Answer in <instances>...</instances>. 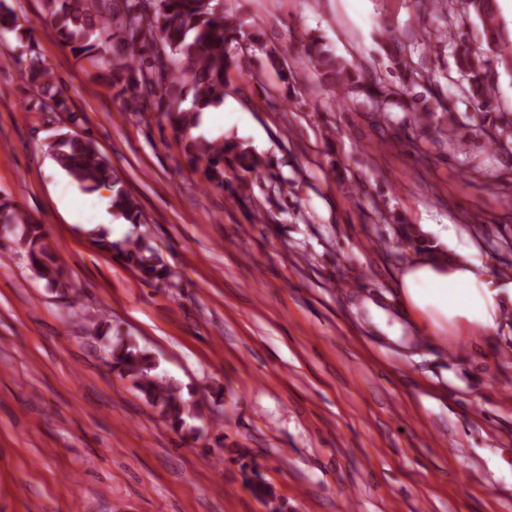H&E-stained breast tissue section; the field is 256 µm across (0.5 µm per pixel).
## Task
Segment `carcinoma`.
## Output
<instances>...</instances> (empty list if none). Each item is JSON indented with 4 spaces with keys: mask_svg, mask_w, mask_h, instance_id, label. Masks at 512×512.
<instances>
[{
    "mask_svg": "<svg viewBox=\"0 0 512 512\" xmlns=\"http://www.w3.org/2000/svg\"><path fill=\"white\" fill-rule=\"evenodd\" d=\"M44 6V23L61 45L102 69L111 86H120L118 96L127 111L168 117L173 128L189 134L186 162L204 182L226 189L234 197L245 193L247 182L241 178L239 185H233L225 179V170L256 172L263 167L261 156L243 142L199 140L190 132L197 128L201 113L224 104L228 73L241 68V53L247 50V44L259 41L256 32L247 31L246 22L226 9L217 12V0H151L149 5L144 0H44ZM467 8L482 25L486 49L459 52L454 58L481 118L496 111L492 65L509 68L512 40L502 37L496 0H467ZM33 30V26L19 20L5 0H0V35L12 33L18 40L27 41L23 73L37 90L41 108L51 113L49 122L65 119L75 126L80 117L69 110L66 98L54 86L52 69L37 50ZM457 37L450 26L434 40L421 38L419 45L425 51L433 50L436 42L451 47ZM304 51L336 94L363 96L382 108L397 105L412 113L414 124L422 128L442 111L448 116V131H453L456 120L450 97L438 96L436 107L418 111L414 88L421 85L422 78L416 71L409 70L394 86L329 54L314 38L307 40ZM491 139L493 145L511 151L512 119H501V124L494 126ZM46 152L83 190L107 188L113 216L129 224L142 223L137 199L125 188L91 135L72 130L59 132L54 141L46 144ZM0 223L20 230L30 265L47 287L78 295V285L64 278L44 225L31 220L7 199L0 200ZM91 238L100 250L115 253L146 282L164 281L171 276L159 252L141 237L114 241L102 227ZM94 330L95 336L108 338L107 365L112 371L128 380L174 431L182 435L194 433L188 420L199 417L197 404L183 397L180 386L154 374L157 362L152 353L122 336H110L112 327L103 322L95 323ZM241 475L257 497L267 502L276 500L273 486L255 468L243 464Z\"/></svg>",
    "mask_w": 512,
    "mask_h": 512,
    "instance_id": "1",
    "label": "carcinoma"
}]
</instances>
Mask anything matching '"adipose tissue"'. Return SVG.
<instances>
[{
    "label": "adipose tissue",
    "mask_w": 512,
    "mask_h": 512,
    "mask_svg": "<svg viewBox=\"0 0 512 512\" xmlns=\"http://www.w3.org/2000/svg\"><path fill=\"white\" fill-rule=\"evenodd\" d=\"M399 296L403 310L428 328L460 327L489 335L512 301V285H496L479 262L427 249L404 266Z\"/></svg>",
    "instance_id": "ef3b65f1"
}]
</instances>
